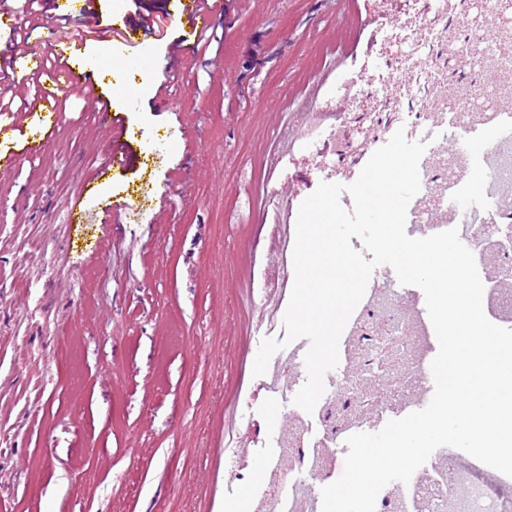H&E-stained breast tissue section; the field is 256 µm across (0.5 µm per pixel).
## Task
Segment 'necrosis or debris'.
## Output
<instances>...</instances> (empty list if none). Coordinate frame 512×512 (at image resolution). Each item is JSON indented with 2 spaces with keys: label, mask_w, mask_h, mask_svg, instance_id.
<instances>
[{
  "label": "necrosis or debris",
  "mask_w": 512,
  "mask_h": 512,
  "mask_svg": "<svg viewBox=\"0 0 512 512\" xmlns=\"http://www.w3.org/2000/svg\"><path fill=\"white\" fill-rule=\"evenodd\" d=\"M421 2L422 10L411 12L404 28L376 23L362 57L353 59L347 77L333 91L339 99L366 94L385 100L387 110L396 115L393 123L373 135L370 147H351L347 162L350 168L362 167L372 148L384 145L400 129L408 140L427 142L419 163L421 189L407 211L412 235L423 238L458 228L484 284L487 318L512 328V290L489 277L486 264L488 256H495L499 270L512 275V204L498 196L500 187L512 184V109L492 111L485 123L474 119L478 98L495 87L500 72L512 71V56H492L471 78L467 93L432 114L429 100L438 83L449 77L439 52L425 53L407 68L369 66L373 54L388 41L413 42L425 30L429 41L438 42L437 12L430 9V0ZM450 144L458 153L453 174L431 165L433 156ZM474 171L482 174L476 186L468 178ZM435 212L442 214V221L432 220ZM430 336L429 325L409 294L387 282H370L346 325L345 359L350 366L332 374V395L314 412L319 436H298L288 450L287 472L275 471L274 457L265 459L253 512H320L319 491L336 481L338 453L348 436L377 428L386 414L403 417L426 407L434 390ZM304 353L300 340L282 349L259 384L260 391L288 403L289 417L298 421L303 414L293 404L297 382L287 373L302 367ZM376 512H512V497L440 452L409 483L386 486L377 497Z\"/></svg>",
  "instance_id": "4bbe7bcc"
}]
</instances>
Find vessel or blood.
I'll list each match as a JSON object with an SVG mask.
<instances>
[{"instance_id":"1","label":"vessel or blood","mask_w":512,"mask_h":512,"mask_svg":"<svg viewBox=\"0 0 512 512\" xmlns=\"http://www.w3.org/2000/svg\"><path fill=\"white\" fill-rule=\"evenodd\" d=\"M221 0H186L181 18V34L172 45L165 71L173 73L180 59L196 50L201 34L215 20L221 10ZM154 31L151 16L136 14L125 17L120 28L111 30L110 40L147 44ZM87 33H79L65 42L56 55L53 69H45L40 57L25 53L20 48H11L6 59L8 69L0 73V91L9 92L13 85V71L29 77L46 80L48 89L32 99L27 108L16 113L13 119L0 122V177H5L16 168L20 158L40 155L54 137L63 117L62 103L72 92L79 93L104 121L108 131L109 165L126 168L135 164L139 154L128 137L129 117L127 113L114 111L112 98L106 82L86 62ZM158 80L153 89L156 96H164L169 81ZM37 127L33 137L24 131Z\"/></svg>"}]
</instances>
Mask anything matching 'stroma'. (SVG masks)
Instances as JSON below:
<instances>
[{"mask_svg": "<svg viewBox=\"0 0 512 512\" xmlns=\"http://www.w3.org/2000/svg\"><path fill=\"white\" fill-rule=\"evenodd\" d=\"M183 0H96L87 59L129 114L140 165L108 168L106 130L78 96L40 156L0 179V512H237L227 482L264 338L284 339L294 239L326 173L299 148L335 130L330 90L363 53L378 0H229L207 52L167 98L130 97L145 49L109 44L125 15L163 14L165 63ZM188 124L194 138H163ZM95 179L97 192L83 184ZM133 197L137 210L105 223ZM82 203L87 223L65 214ZM80 237L81 247L71 244Z\"/></svg>", "mask_w": 512, "mask_h": 512, "instance_id": "1", "label": "stroma"}]
</instances>
